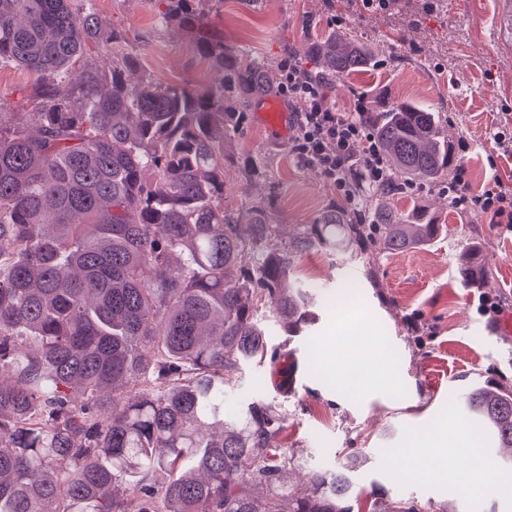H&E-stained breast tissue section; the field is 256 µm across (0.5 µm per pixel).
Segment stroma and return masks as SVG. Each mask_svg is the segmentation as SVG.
Instances as JSON below:
<instances>
[{
    "label": "stroma",
    "instance_id": "stroma-1",
    "mask_svg": "<svg viewBox=\"0 0 512 512\" xmlns=\"http://www.w3.org/2000/svg\"><path fill=\"white\" fill-rule=\"evenodd\" d=\"M93 6L126 31L129 51L156 81L196 89L219 84L220 70L198 52L191 34L164 17L163 0H93ZM202 9L225 45L274 72L287 56L303 61L313 39L355 32L374 62L334 78L330 98L338 111H352L360 96L371 109L428 103L452 144L469 143L457 158L473 192L496 180L512 185V155L492 154L495 133L512 131V33L492 38L498 0H389L383 8L366 0H204ZM32 82L25 69L0 63V98L8 111H31ZM262 105L259 99L245 104L246 120L228 138L236 161L226 170L224 205L270 208L285 240L298 225L348 203L316 168L296 161L290 138L259 120ZM246 161L251 170H243ZM383 202L403 213L422 206L442 224L441 234L430 245L369 258L341 242L335 250L303 255L298 280L332 306L316 307L314 324L291 340L270 326L274 344L288 345L291 353L287 378L267 365L243 369L224 391V408L234 414L257 398L281 405L288 413V454L305 470L338 466L356 451V489L378 495L383 510L413 487L416 501L433 512H464L470 500L481 502V512H512V483L471 472L474 488L466 491L440 475L460 464L450 449L473 441L449 409V396L478 381L512 384V336L499 335L497 324L477 310L483 293L512 312V227L455 209L443 186L422 180L415 191L372 200ZM473 253L483 273L467 284L458 264ZM347 283L358 294L344 301ZM348 333L381 344L390 380L359 394L336 380L335 369L352 359L336 349L337 337ZM432 431L440 432L444 449L435 472L408 477L411 446ZM386 452L393 466H382Z\"/></svg>",
    "mask_w": 512,
    "mask_h": 512
}]
</instances>
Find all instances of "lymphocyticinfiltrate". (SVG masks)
<instances>
[{
    "label": "lymphocytic infiltrate",
    "mask_w": 512,
    "mask_h": 512,
    "mask_svg": "<svg viewBox=\"0 0 512 512\" xmlns=\"http://www.w3.org/2000/svg\"><path fill=\"white\" fill-rule=\"evenodd\" d=\"M330 84V78L302 70L287 59L280 68L277 95L287 102L289 119L298 130L292 146L296 157L317 168L352 203L356 195L344 175L351 162L360 164L370 183L385 182L389 175L365 105L356 104L350 112L336 111L329 99ZM448 198L457 209L489 216L491 223L512 224V186L496 182L474 194L460 169L448 184Z\"/></svg>",
    "instance_id": "lymphocytic-infiltrate-1"
}]
</instances>
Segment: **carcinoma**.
I'll list each match as a JSON object with an SVG mask.
<instances>
[{"mask_svg":"<svg viewBox=\"0 0 512 512\" xmlns=\"http://www.w3.org/2000/svg\"><path fill=\"white\" fill-rule=\"evenodd\" d=\"M201 0H166L224 73L220 85H163L122 51L91 0H0V63L32 73L33 112L0 111V512H354L349 469L284 473L288 415L263 399L224 419L226 373L285 358L312 325L298 257L345 241L362 256L433 241L426 213L332 209L284 244L270 209L224 207L233 101L274 86L209 29ZM121 53L105 75L91 50ZM339 77L372 57L351 32L308 45ZM392 193L435 183L455 154L431 108L371 111ZM481 441L512 474V385L462 394ZM172 478L155 486V475Z\"/></svg>","mask_w":512,"mask_h":512,"instance_id":"obj_1","label":"carcinoma"}]
</instances>
